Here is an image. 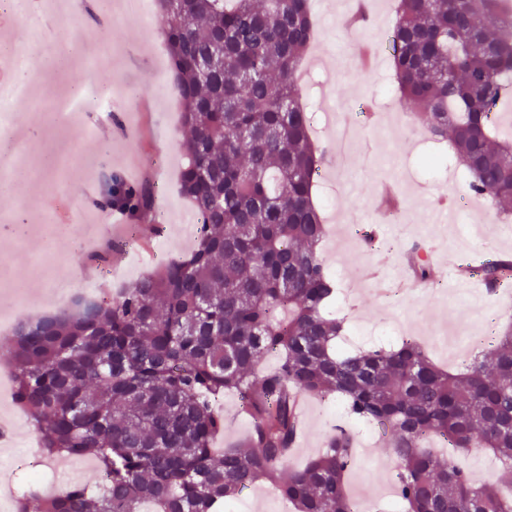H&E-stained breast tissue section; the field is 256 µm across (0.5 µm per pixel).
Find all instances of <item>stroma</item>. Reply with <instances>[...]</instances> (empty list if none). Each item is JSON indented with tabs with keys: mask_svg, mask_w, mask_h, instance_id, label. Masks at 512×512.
Segmentation results:
<instances>
[{
	"mask_svg": "<svg viewBox=\"0 0 512 512\" xmlns=\"http://www.w3.org/2000/svg\"><path fill=\"white\" fill-rule=\"evenodd\" d=\"M93 0H74L68 22L54 30V43L42 47L17 71L16 80L31 84L29 98L16 101L11 111L12 134L19 148L34 163L56 149H64L69 165L19 185L0 205V228L30 226L27 237H0V253L11 258L8 274L16 289L12 301L0 304V313L14 316L16 299L25 293L46 299L53 287L65 292L103 287L95 266L70 243L46 236L51 224L70 225L74 233L86 226L98 229L112 267L113 288L123 287L153 271L162 258H176L189 251L182 218L190 213L188 200L179 192L182 157L179 145L186 133L180 125L181 106L170 92L172 73L160 72L168 57L161 36L164 24L155 9L138 16L115 4L107 23L106 42L78 51L74 36L87 30L86 15ZM337 0H313L316 34L311 54L324 55L325 63L301 84V95L311 112H319L324 99L353 107V135L359 149L327 166L328 177L317 188L319 201L336 202V219L328 223L321 256L336 272L338 298L334 313L344 316L352 330L348 347H369L385 341L415 336L438 363L451 365L450 348H463L471 337L498 334L512 318V304L501 291L486 292L478 301L467 300L445 286L443 262L453 251V242L465 237L468 264L494 257L512 258V230L502 224L492 206L475 214L480 230L471 225L450 224L439 228L431 220L436 198L447 194L460 199L468 193L465 175L459 174L448 143L436 142L416 126L394 128L390 107L395 99L394 73L389 60L374 68L337 72L340 53L358 54L362 44L385 51L381 30L393 26L398 0H365L369 22L357 30H346L336 11ZM70 54L66 72L52 67L53 59ZM79 91L109 87L113 103L125 109L131 122L121 134L111 127L87 130L85 122L61 125L52 119L47 101L55 82ZM424 155H438L446 172L429 174L419 163ZM94 164L96 182L113 172L137 185L156 187V220L132 227L112 221L110 207L94 209L83 196L87 164ZM380 228L377 242L365 232L369 225ZM415 244L435 247L428 264L436 286L419 285L416 292L399 290L395 270L401 267ZM8 425L9 447L0 446V467L16 456L39 462L48 479L58 487L79 481L92 469L88 458L58 460L46 457L25 414L18 407L0 413V424ZM354 436L364 455L346 473L350 494L361 501L379 500L383 487L395 474L396 460L378 430L337 415L335 401L308 400L304 407V430L293 459L303 462L324 446L334 427ZM224 512H289L277 489L259 482L254 489L226 504Z\"/></svg>",
	"mask_w": 512,
	"mask_h": 512,
	"instance_id": "35a3bbf8",
	"label": "stroma"
}]
</instances>
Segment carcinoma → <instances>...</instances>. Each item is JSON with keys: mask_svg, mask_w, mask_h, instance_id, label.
<instances>
[{"mask_svg": "<svg viewBox=\"0 0 512 512\" xmlns=\"http://www.w3.org/2000/svg\"><path fill=\"white\" fill-rule=\"evenodd\" d=\"M172 91L182 103L181 193L196 245L78 311L19 321L9 352L14 397L50 457H91L95 474L42 499L41 512H222L264 479L295 512H369L348 495L354 456L339 431L302 464L288 456L297 396L338 397L380 428L398 462L406 512H512V330L463 371L438 367L413 336L391 349L336 351L345 322L325 315L336 283L319 247L326 225L298 71L314 38L311 0H160ZM390 61L401 100L451 142L470 192L512 214V139L499 107L512 72L502 0H400ZM103 202L136 221L153 191L111 176ZM491 287L507 258L481 269ZM276 369L257 375L264 357ZM237 394L249 448H213ZM492 452L502 478L475 484L454 456Z\"/></svg>", "mask_w": 512, "mask_h": 512, "instance_id": "obj_1", "label": "carcinoma"}]
</instances>
